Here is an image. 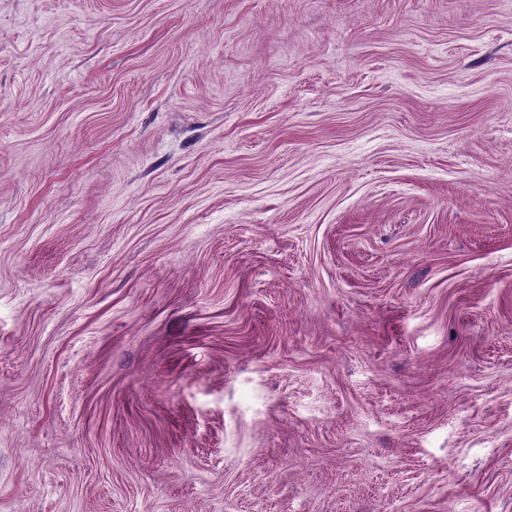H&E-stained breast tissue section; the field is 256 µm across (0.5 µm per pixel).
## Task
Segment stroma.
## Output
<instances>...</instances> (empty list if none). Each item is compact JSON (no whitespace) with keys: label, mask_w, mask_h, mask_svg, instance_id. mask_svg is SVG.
<instances>
[{"label":"stroma","mask_w":512,"mask_h":512,"mask_svg":"<svg viewBox=\"0 0 512 512\" xmlns=\"http://www.w3.org/2000/svg\"><path fill=\"white\" fill-rule=\"evenodd\" d=\"M0 512H512V0H0Z\"/></svg>","instance_id":"35a3bbf8"}]
</instances>
